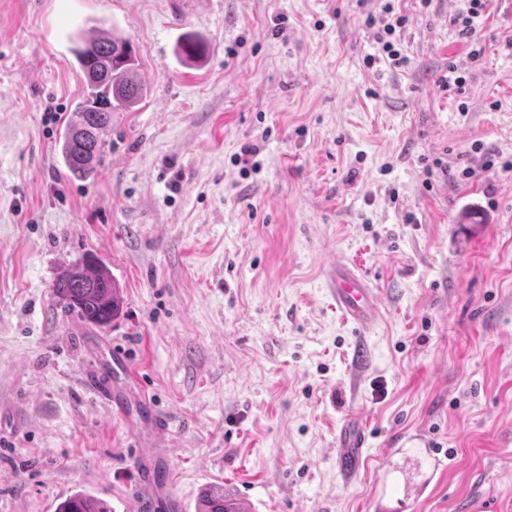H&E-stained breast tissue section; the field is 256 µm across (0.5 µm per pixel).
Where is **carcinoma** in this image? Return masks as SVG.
Instances as JSON below:
<instances>
[{"instance_id": "1", "label": "carcinoma", "mask_w": 512, "mask_h": 512, "mask_svg": "<svg viewBox=\"0 0 512 512\" xmlns=\"http://www.w3.org/2000/svg\"><path fill=\"white\" fill-rule=\"evenodd\" d=\"M74 49L85 78V96L75 105L63 132L60 154L70 176L85 180L104 160V135L112 123V112L130 108L145 95L137 58L129 41L101 36L78 37ZM58 303L82 321L107 327L122 312L123 303L110 270L89 255L62 273L53 284ZM55 512H112L103 499L75 492L61 501ZM197 512H247L245 505L223 490L204 492Z\"/></svg>"}]
</instances>
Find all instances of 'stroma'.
Listing matches in <instances>:
<instances>
[{
    "mask_svg": "<svg viewBox=\"0 0 512 512\" xmlns=\"http://www.w3.org/2000/svg\"><path fill=\"white\" fill-rule=\"evenodd\" d=\"M393 4L405 70L366 65L356 0H0V512L80 490L146 512L155 412L178 512L214 484L250 512H512V0H486L474 62L463 0ZM79 31L128 39L148 89L86 180L58 152ZM88 253L123 300L104 329L52 294ZM337 260L380 296L366 336L326 294ZM106 371L108 405L85 385ZM368 428L360 414L349 415L336 435V469L345 481L353 480L360 471L367 448Z\"/></svg>",
    "mask_w": 512,
    "mask_h": 512,
    "instance_id": "1",
    "label": "stroma"
}]
</instances>
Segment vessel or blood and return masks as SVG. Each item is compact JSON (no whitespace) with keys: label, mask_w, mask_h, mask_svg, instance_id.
I'll return each mask as SVG.
<instances>
[{"label":"vessel or blood","mask_w":512,"mask_h":512,"mask_svg":"<svg viewBox=\"0 0 512 512\" xmlns=\"http://www.w3.org/2000/svg\"><path fill=\"white\" fill-rule=\"evenodd\" d=\"M328 292L344 318L361 332L371 330L378 317L380 297L374 288L348 265L336 263L327 271ZM368 428L360 414L349 415L336 435V469L344 480L357 477L367 448ZM138 481L152 506L173 505V498H162L152 470H142Z\"/></svg>","instance_id":"vessel-or-blood-1"}]
</instances>
